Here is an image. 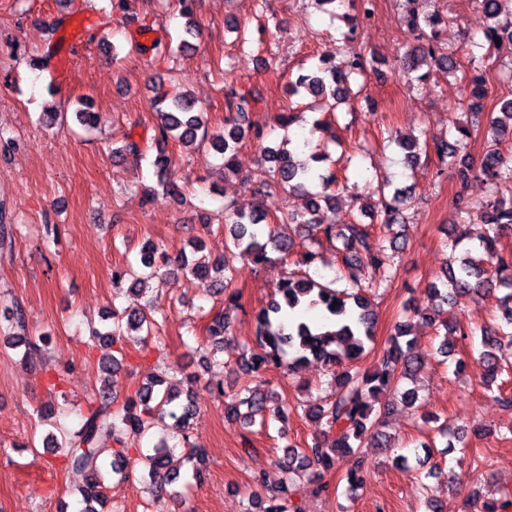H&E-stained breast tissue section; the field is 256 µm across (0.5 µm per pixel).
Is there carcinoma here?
<instances>
[{
    "label": "carcinoma",
    "mask_w": 512,
    "mask_h": 512,
    "mask_svg": "<svg viewBox=\"0 0 512 512\" xmlns=\"http://www.w3.org/2000/svg\"><path fill=\"white\" fill-rule=\"evenodd\" d=\"M476 7L489 21L485 30L486 44L473 43L467 51L468 70L462 81L468 109L475 124H480L482 100L488 96L485 45L507 37L512 41V21L502 22L500 0H475ZM409 26L426 37V48H412L403 58L407 83L423 82L428 71L442 73L458 71L455 51L440 46L435 35L437 27L446 22L438 11L411 9L407 12ZM367 58L361 52L349 55L345 66L322 58L308 73H300L289 81L285 92L290 98L310 95L320 97L319 103H309L311 109L333 110L336 104L348 101L353 95L352 84L366 79ZM229 106L236 115L224 119V127L209 132L205 126L204 113L185 94L163 96L152 104L157 117L153 141L157 155L151 162L157 185L172 196L179 195L178 185L172 178V161L166 155V145L173 141L185 148L202 142L209 144L220 157L224 175L238 174L236 155L243 141L260 140L264 136L259 124L244 125L240 117L256 109L257 100L248 90L229 89ZM498 115L489 120L490 140L479 161L470 158L466 151V140L470 129L466 125H454L445 137L432 141H404L397 145L405 152L410 166L419 163L421 154L434 153L442 162L456 171L458 179L466 183L472 178H483L505 187L508 196L496 197L482 203L483 221L477 225L471 238L478 242L475 250H466L460 256H452L448 267L432 284L433 295L441 303H448L450 294H474L491 297L504 288L506 293L498 298L502 304L504 328L495 334H481L479 360L485 370V389L497 391V399L512 406V392L499 381L505 371L497 351L502 345H512V249L505 240L512 237V158L501 152L503 138L512 140V98L498 102ZM112 155L120 161L128 159L138 163L146 157L140 143L130 137L112 148ZM264 160L272 164V179L267 191L289 194L302 190L308 192V208L303 214L287 213L279 219L282 224H298L313 237L320 235L327 241H338L335 247L337 269L335 278L327 284L314 280L307 274L293 272L283 279L270 299L255 314L256 346L243 354L236 362V370L257 379L254 386L240 388L234 396L224 402L225 414L253 424L256 416L266 410L269 381L263 379L272 369H288L294 373L298 367L316 359L332 368L345 360L362 356L366 344L374 340L375 313L370 295L388 287L395 275L394 259L400 252L399 235L393 232L398 224L400 205L407 199L408 188L395 187L386 179L382 189L393 188L391 194H381L378 200L382 214L381 227L384 236H373L366 224H325L320 219L324 208L336 202L335 173L314 172L307 163H298L285 148H263ZM318 180L320 190L311 192L308 184ZM225 224L230 226V239L226 240L224 257L212 262L196 261L181 251L175 256L163 252L150 241L139 252V257L127 267L115 272L113 279L120 284L124 279L132 280L131 287L146 284L160 275L162 269L182 271L198 279L207 291L214 288L228 290L233 282L234 261L247 257L256 264L272 260L270 253L278 259L288 260L294 253V241L272 232L263 235L269 225L268 213L257 204L248 212L234 203L224 205ZM318 308L324 323L304 320L300 307ZM158 311L156 302L150 300L142 308L127 314L112 310V323L105 329H95L92 337L105 339L112 344L131 342L142 347L158 339ZM431 322L434 316L427 312L409 311L407 320L395 324L394 334L378 355L372 370L345 371L335 378L336 392L329 400L311 405L306 415L318 429L304 448L289 447L276 461V477L262 472L253 477L256 487L251 504L262 502L261 491L276 483L284 485L290 475L299 468L316 467L331 470L343 458L354 455L362 448L390 449L382 428L385 425L387 408L378 404L380 398L398 388L399 383L415 378L422 361L414 351L415 336L411 333L412 321ZM212 346V354L224 352V338L230 334L231 323L224 311L210 312L209 324L205 328ZM44 338L35 342L28 335L26 316L16 305L0 312V345L6 348H24L30 362L39 360ZM291 352L292 359L285 363L283 356ZM168 373L155 375L140 385L134 395L121 400L112 394V385L101 386L98 395L80 411L79 427L75 430L58 428L44 438L52 452L60 458L67 472L85 474L84 485L76 488L83 504L81 512H100L98 506L107 501L106 490L109 479L126 478L125 458L128 446L140 443L152 434L158 421L169 419L164 435L144 454L146 478L154 491L166 489L181 479L182 468L191 465L190 479L197 483L205 480L206 451L191 441V420L195 410L189 403H181V392L166 387ZM484 428L474 423L469 427L453 428L441 425L440 435L447 439L441 453L458 448L465 452L468 438L480 435ZM112 437L113 446L100 445L101 434ZM400 466L415 475L418 480L434 475L436 466H427L419 460L412 467L404 456L397 457ZM453 495L464 499L466 505L476 506L479 492L471 488L463 490L458 478L448 477Z\"/></svg>",
    "instance_id": "obj_1"
}]
</instances>
